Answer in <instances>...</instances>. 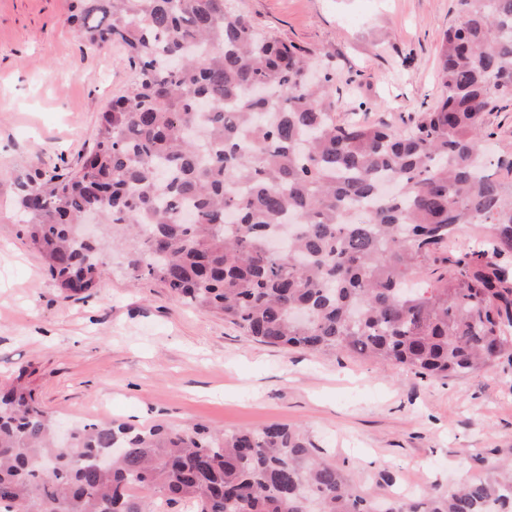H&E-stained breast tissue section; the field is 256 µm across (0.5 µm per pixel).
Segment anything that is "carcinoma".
<instances>
[{"label": "carcinoma", "mask_w": 512, "mask_h": 512, "mask_svg": "<svg viewBox=\"0 0 512 512\" xmlns=\"http://www.w3.org/2000/svg\"><path fill=\"white\" fill-rule=\"evenodd\" d=\"M457 6L442 97L400 129L338 123L330 62L227 0H70L78 37L124 46L137 77L80 166L16 180L27 240L64 292L95 288L104 252L126 248L132 279L266 345L422 378L512 360V182L499 176L512 158L481 150L490 105L512 99V0ZM89 210L94 241L80 233ZM466 228L474 244L456 251ZM22 379L0 390L4 512H512V463L446 494L369 501L279 423L86 422L63 448Z\"/></svg>", "instance_id": "1"}]
</instances>
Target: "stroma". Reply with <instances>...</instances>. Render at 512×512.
Returning <instances> with one entry per match:
<instances>
[{
	"label": "stroma",
	"mask_w": 512,
	"mask_h": 512,
	"mask_svg": "<svg viewBox=\"0 0 512 512\" xmlns=\"http://www.w3.org/2000/svg\"><path fill=\"white\" fill-rule=\"evenodd\" d=\"M259 30L329 57L340 121L403 124L442 95L456 0H231ZM69 0H0V383L18 367L63 422L304 428L363 495L447 491L512 461V361L448 379L347 353L261 344L223 316L131 280L121 254L65 297L29 245L11 184L75 167L136 78L118 44L82 43ZM490 159L512 156V101L487 116Z\"/></svg>",
	"instance_id": "35a3bbf8"
}]
</instances>
